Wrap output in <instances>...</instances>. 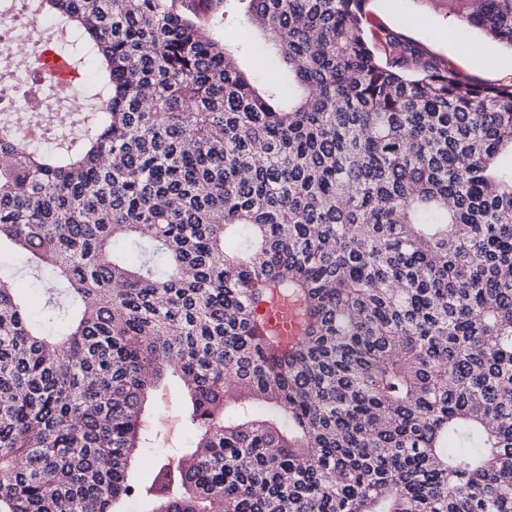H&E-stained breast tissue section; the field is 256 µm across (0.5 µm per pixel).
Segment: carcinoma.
<instances>
[{
    "label": "carcinoma",
    "mask_w": 512,
    "mask_h": 512,
    "mask_svg": "<svg viewBox=\"0 0 512 512\" xmlns=\"http://www.w3.org/2000/svg\"><path fill=\"white\" fill-rule=\"evenodd\" d=\"M45 2L105 94L50 150L0 120V249L54 327L0 268V512H512V81L369 0ZM446 4L512 48V0ZM170 376L190 447L132 482ZM1 262L5 267L16 270L14 286L27 298L30 315L33 319L43 317V306L45 303L44 288L49 287L45 278L34 279L23 267L22 261L9 250H3Z\"/></svg>",
    "instance_id": "1"
}]
</instances>
